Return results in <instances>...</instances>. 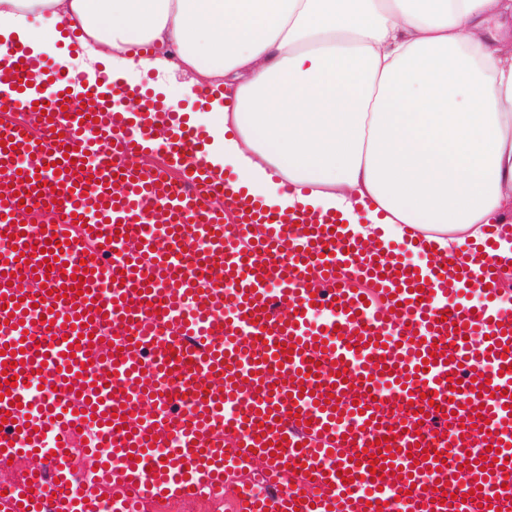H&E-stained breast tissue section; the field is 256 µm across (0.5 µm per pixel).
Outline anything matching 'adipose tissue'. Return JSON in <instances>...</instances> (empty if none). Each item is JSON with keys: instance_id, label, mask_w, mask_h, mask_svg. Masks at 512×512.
Segmentation results:
<instances>
[{"instance_id": "adipose-tissue-1", "label": "adipose tissue", "mask_w": 512, "mask_h": 512, "mask_svg": "<svg viewBox=\"0 0 512 512\" xmlns=\"http://www.w3.org/2000/svg\"><path fill=\"white\" fill-rule=\"evenodd\" d=\"M512 0H0V58L112 51L176 95L213 88L206 159L280 215L337 213L357 240L436 257L512 220Z\"/></svg>"}]
</instances>
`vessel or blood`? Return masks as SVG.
<instances>
[{
    "label": "vessel or blood",
    "instance_id": "1",
    "mask_svg": "<svg viewBox=\"0 0 512 512\" xmlns=\"http://www.w3.org/2000/svg\"><path fill=\"white\" fill-rule=\"evenodd\" d=\"M70 84L22 46L0 62V112L24 107L0 122V244L37 248L0 262V364L17 377L0 459L40 460L8 484L9 512H102L105 481L121 512L190 505L234 470L262 484L242 512H512V314L494 262L465 305L469 255L424 269L339 217H281L208 170L200 131L157 142L100 88L98 108L73 110ZM80 428L88 467L49 470Z\"/></svg>",
    "mask_w": 512,
    "mask_h": 512
}]
</instances>
